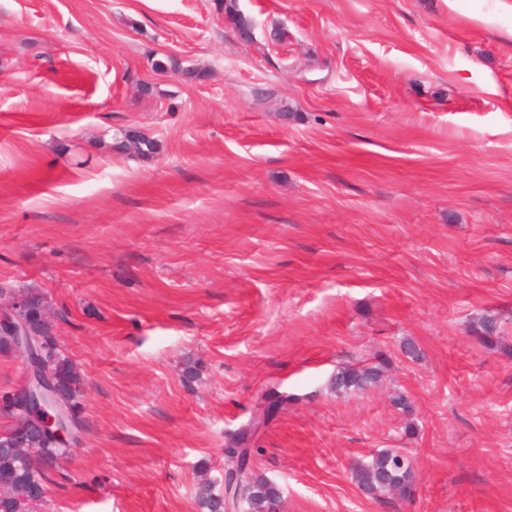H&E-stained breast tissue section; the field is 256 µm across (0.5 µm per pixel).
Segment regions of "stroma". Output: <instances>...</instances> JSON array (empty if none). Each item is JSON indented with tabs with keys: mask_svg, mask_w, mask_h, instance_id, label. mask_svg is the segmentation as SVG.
I'll return each instance as SVG.
<instances>
[{
	"mask_svg": "<svg viewBox=\"0 0 512 512\" xmlns=\"http://www.w3.org/2000/svg\"><path fill=\"white\" fill-rule=\"evenodd\" d=\"M238 6L245 42L216 0H0V287L42 294L81 379L41 512H201L276 392L280 512H512V0ZM383 448L413 497L352 481ZM124 151H131L141 156H150L156 153L157 143L140 132L127 133L124 140L118 145ZM500 328V317L487 313L474 322L471 331L475 334L474 337L480 344L486 348H493L501 345L502 336H500ZM385 365L381 361L377 365L341 367L330 377V389L338 396L365 392L376 385Z\"/></svg>",
	"mask_w": 512,
	"mask_h": 512,
	"instance_id": "35a3bbf8",
	"label": "stroma"
}]
</instances>
